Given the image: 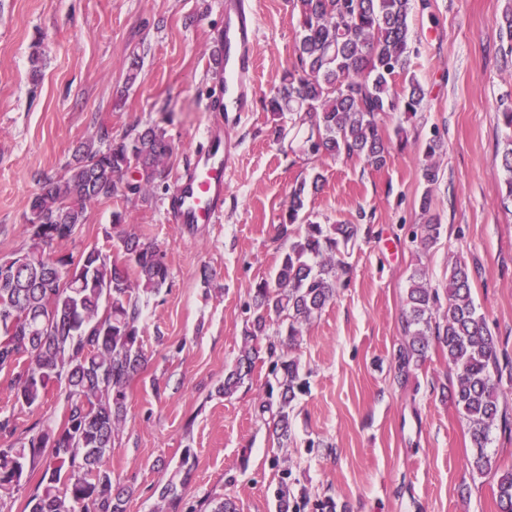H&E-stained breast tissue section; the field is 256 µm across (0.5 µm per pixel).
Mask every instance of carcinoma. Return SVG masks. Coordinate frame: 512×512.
I'll use <instances>...</instances> for the list:
<instances>
[{
    "label": "carcinoma",
    "instance_id": "cac0c4a2",
    "mask_svg": "<svg viewBox=\"0 0 512 512\" xmlns=\"http://www.w3.org/2000/svg\"><path fill=\"white\" fill-rule=\"evenodd\" d=\"M427 0H292L299 28L294 58L264 110L288 127L310 156L359 159L381 169L390 158L380 127L382 116L401 110L411 118L425 93L414 81L398 91L395 78L408 71L412 45L409 18ZM502 48L512 53V7L500 23ZM104 147L87 143L63 172L34 194L24 216L25 248L0 260V371L15 402L40 406L56 386H64V415L56 428L38 423L17 433L12 416H0V509L24 488L25 473L40 472L28 494L29 512H126L134 490L112 477L109 456L126 422L132 381L148 356L140 326L141 294L169 279L166 254L148 238L123 229L122 212L112 213L116 252L97 247L58 254L56 241L72 239L86 220L87 207L114 198L121 189L149 194L170 177L166 160L173 145L164 129L150 125L121 136L99 130ZM507 172L504 207L512 205V138L500 158ZM134 170L135 182L121 186ZM307 181L293 186L280 215L278 237L288 242L274 278L250 288L242 344L216 391L230 397L268 364L255 417L272 422V435L290 438L291 412L306 380L293 351L306 325L336 297L348 271L345 256L357 237L355 224H320L305 214ZM442 225L419 224L412 242L426 249L437 243ZM395 372L409 381L435 347L448 357L450 396L468 423L476 453L470 469L497 477V512H512V468L486 452L497 423L507 424L503 380L512 367L500 363L497 340L474 304L470 271L455 261L445 287H432L416 269L409 277ZM194 471L191 449L183 451L179 481L165 483L160 512H195L184 491Z\"/></svg>",
    "mask_w": 512,
    "mask_h": 512
}]
</instances>
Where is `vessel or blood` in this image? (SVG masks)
<instances>
[{"label":"vessel or blood","instance_id":"b4317fda","mask_svg":"<svg viewBox=\"0 0 512 512\" xmlns=\"http://www.w3.org/2000/svg\"><path fill=\"white\" fill-rule=\"evenodd\" d=\"M259 27L250 0H224V28L215 39L222 47L220 66L225 82L214 97L216 112L249 111L256 93L252 46ZM233 156L220 139L198 153L195 165L168 200L170 222L198 226L218 223L224 211V184Z\"/></svg>","mask_w":512,"mask_h":512}]
</instances>
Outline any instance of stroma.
I'll return each instance as SVG.
<instances>
[{"label":"stroma","instance_id":"35a3bbf8","mask_svg":"<svg viewBox=\"0 0 512 512\" xmlns=\"http://www.w3.org/2000/svg\"><path fill=\"white\" fill-rule=\"evenodd\" d=\"M511 1L429 0L428 9L412 11L419 53L408 75L426 97L405 125L407 148L392 149L375 169L357 159H310L276 139L261 100L293 58L290 0H252L258 101L229 114L208 109L221 85L212 35L224 24V0H0V259L27 242L30 197L80 145L96 141L99 128L119 136L164 127L174 183L210 128L221 127L235 154L220 223L188 234L168 220L170 193L161 187L146 198L91 204L76 239L54 246L110 250L106 233L120 211L128 231L166 253L168 283L142 298L148 364L132 383L127 422L110 452L113 478L135 488L127 512H157L158 490L187 448L196 467L186 495L197 506L228 496L239 512H278L284 481L290 512H322L329 500L336 512H497L495 476L468 466L471 439L446 392L447 358L430 351L406 386L394 366L409 275L422 268L440 288L458 259L471 271L500 361L512 364V212L501 204L506 175L495 161L507 139L500 114L512 105V56L499 49ZM37 44L45 56L35 82ZM135 58L141 68L130 86ZM435 136L446 148L433 158L439 179L430 186L422 148ZM317 172L307 213L323 224L358 225L359 233L335 299L303 330L296 355L308 386L281 448L254 413L265 372L231 397L216 388L241 345L249 288L288 247L277 227L289 193ZM430 220L441 224V238L417 248L410 231ZM5 388L0 373V416H14L22 429L60 423L56 397L27 408Z\"/></svg>","mask_w":512,"mask_h":512}]
</instances>
